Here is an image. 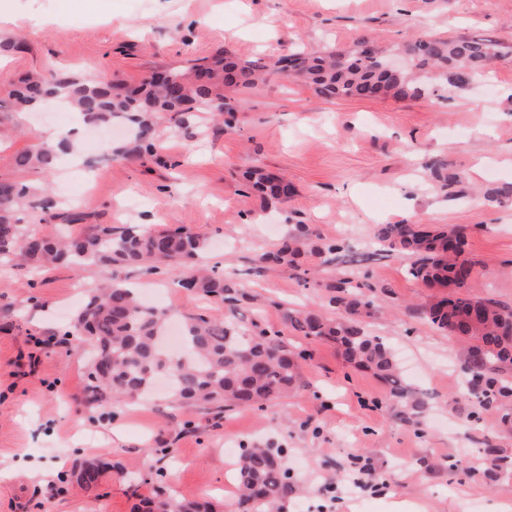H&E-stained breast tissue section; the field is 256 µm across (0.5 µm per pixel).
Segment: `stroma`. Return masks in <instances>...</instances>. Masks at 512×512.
<instances>
[{"label":"stroma","instance_id":"stroma-1","mask_svg":"<svg viewBox=\"0 0 512 512\" xmlns=\"http://www.w3.org/2000/svg\"><path fill=\"white\" fill-rule=\"evenodd\" d=\"M419 34L490 36L512 46V0H0V94L31 70L64 69L122 85L188 65L220 49L243 59L288 55L296 46L347 50L363 39L386 49ZM69 113L0 114V180L32 185L79 214L74 234L91 224L182 228L206 241L201 262L232 276L253 319L252 296L266 300L264 324L308 352L301 390L274 407L213 414L178 407L164 396L113 401L100 416L85 405L88 360L63 329L109 276L145 284L155 304L175 314L223 318L221 300L179 288L170 269L135 267L80 272L35 270L0 259V512H141L149 500L210 501L237 512L236 452L282 448L293 491L280 512H512V479L490 481L469 468L484 441L512 448V432L488 419L473 424L460 395L464 372L455 342L409 307L426 289L400 255L369 259L376 225L407 221L468 228L477 292L512 306V205L483 197L452 200L432 181L427 162L467 177L471 188L512 182V62L493 61L489 83L417 100L326 101L279 76L251 90L228 123L203 113L190 126L162 122L157 156L115 157L100 174L95 134L79 131L81 151L49 173L22 171L18 154L66 133ZM261 166L294 187L288 202L265 206L241 174ZM307 224L362 256V282L379 308L371 331L393 345L408 383L431 406L416 424L396 416L389 388L348 367L334 344L295 335L284 306L323 303L336 264L310 257L316 285L302 287L283 269L250 272L281 233ZM107 462L94 489L72 477L77 460ZM369 462L376 490L354 485L353 463ZM461 461L449 472V460Z\"/></svg>","mask_w":512,"mask_h":512}]
</instances>
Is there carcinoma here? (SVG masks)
<instances>
[{
	"label": "carcinoma",
	"instance_id": "carcinoma-1",
	"mask_svg": "<svg viewBox=\"0 0 512 512\" xmlns=\"http://www.w3.org/2000/svg\"><path fill=\"white\" fill-rule=\"evenodd\" d=\"M392 56L408 58L410 65L391 72ZM512 51L486 36H423L397 45L387 53H368L358 43L349 53L328 50L320 53L299 49L286 57H254L242 60L219 50L195 60L189 67H167L165 78H152L139 86H114L105 77L84 78L52 70L19 79L0 99V110L29 112L45 102L75 113L87 125H106L125 120L136 129L133 150L153 154L159 148L154 128L169 115L188 125L198 112L220 116L241 107L240 95L274 75L293 77L328 99L385 97L420 99L437 87L462 89L488 76L495 59H508ZM72 148L67 137L58 142H41L16 156L21 170L50 172L60 154ZM430 175L455 198L466 196V177L442 163L428 165ZM246 187L267 206L288 201L293 187L282 176L255 168L245 173ZM29 190L13 182L0 186V257H19L44 267L65 264L76 271L86 268L155 264L178 268L177 283L209 298H218L237 312L244 294L229 277H220L197 262L205 249L199 236L181 229L143 231L136 226L93 225L79 237L49 239L30 233L20 223ZM484 200L492 204L512 201V183L489 187ZM376 241L389 252L410 257L408 274L433 290L430 299L415 310L436 330L461 342L460 357L466 370L483 380L479 397L469 396L471 417L487 414L498 426L512 431V309L480 296L474 290L473 262L466 255L465 229L458 225L436 229L422 224L398 222L378 224ZM344 252L338 241H326L307 224H296L276 249L260 254L259 269L287 268L309 283L303 259L337 258ZM328 303L338 313L332 316L316 308H283V320L306 338L336 342L343 361L368 371L390 386V395L400 407L403 422L424 417L428 404L412 390L399 368L395 351L386 339L373 334L369 319L375 302L349 271L326 285ZM172 313L146 305L137 288L113 279L105 281L78 311L64 335L90 345L87 395L89 407L105 409L110 399L135 401L144 398L155 381H170L169 398L179 406H199L217 414L224 409L271 405L300 387V359L303 352L280 332L253 324L250 331L232 319H215L204 313L189 315L182 322V347L173 353L164 346ZM283 451L274 448H246L238 463L239 512H276L288 494L289 474L282 462ZM492 460L493 477L512 474V452L494 449L485 456ZM76 482L85 489L97 486L98 465L83 463L75 472ZM147 512H213L203 503L188 504L165 499Z\"/></svg>",
	"mask_w": 512,
	"mask_h": 512
}]
</instances>
